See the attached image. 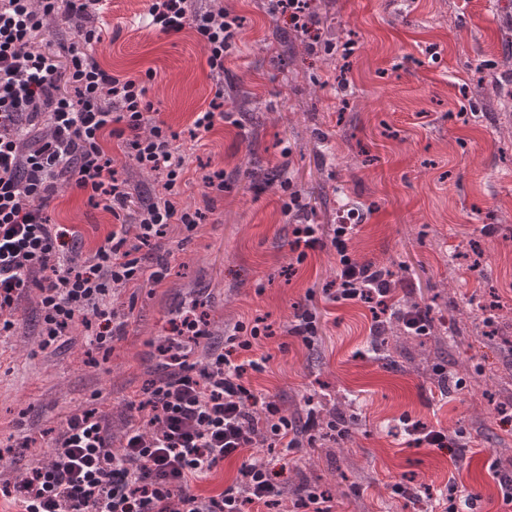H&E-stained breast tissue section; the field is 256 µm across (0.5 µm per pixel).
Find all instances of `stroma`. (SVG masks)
Instances as JSON below:
<instances>
[{
  "label": "stroma",
  "instance_id": "obj_1",
  "mask_svg": "<svg viewBox=\"0 0 512 512\" xmlns=\"http://www.w3.org/2000/svg\"><path fill=\"white\" fill-rule=\"evenodd\" d=\"M149 3L105 0L92 18L52 20L37 43L59 50L82 27L100 29L96 59L112 75L147 79L185 156L179 201L206 220L189 239L171 225L158 250L168 262L161 283L121 290L129 326L111 352L79 327L41 350L36 299L24 295L18 335L0 337V474L22 475L34 450L22 447L24 436L50 451L54 430L78 408L103 410L120 435L126 402L159 374L173 323L199 311L212 344L240 322L269 326L255 352L270 361L249 379L286 415H304L309 398L347 399L345 440L283 460L289 502L310 487L327 492L332 512H432L450 490L471 497L469 512H512L499 485L512 472V427L502 424L512 416V341L487 321L493 306L512 316V135L501 133L512 128V0H312L314 33L303 37L267 0H190L191 9L221 5L238 18L220 83L193 29L166 37L149 27ZM219 87L236 122L193 142L194 115ZM104 145L140 199L160 192L115 140ZM216 167L224 192L210 195L203 177ZM253 168H283L289 180H254ZM293 189L313 223L353 218L354 256L398 274L430 307L429 334L374 337L366 304L326 299L336 253L297 262L293 219L281 211ZM48 214L77 230L87 252L115 222L70 186ZM306 309L320 318L310 346L289 333ZM407 418L447 431L454 447L408 444ZM399 485L417 500L397 494Z\"/></svg>",
  "mask_w": 512,
  "mask_h": 512
}]
</instances>
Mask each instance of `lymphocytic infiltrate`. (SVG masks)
<instances>
[{"label": "lymphocytic infiltrate", "mask_w": 512, "mask_h": 512, "mask_svg": "<svg viewBox=\"0 0 512 512\" xmlns=\"http://www.w3.org/2000/svg\"><path fill=\"white\" fill-rule=\"evenodd\" d=\"M102 0H0V335L20 326L19 300L36 291L40 346H56L82 326L91 344L111 348L127 322L114 304L117 289L157 284L163 268L149 270L145 252L158 246L170 225L198 233L200 210L180 205L178 187L187 172L176 133L154 117L147 88L104 70L93 54L101 32L80 33V45L59 55L37 46L50 19L92 15ZM150 24L170 36L193 28L215 75L236 36L229 12H190L188 0H151ZM113 138L137 164L162 178V192L121 220L82 256L76 243L51 224L47 209L61 181L128 208L133 190L118 177L103 145ZM354 227L297 223L289 243L298 259L332 245L336 278L327 290L334 302H363L372 313L373 335L397 316L410 334L427 332L430 311L399 306L392 274L354 258L348 242ZM259 327L239 324L223 345L208 349L203 363L172 353L161 376L128 401L120 442H113L104 415L71 412L53 441L49 459L22 477L0 483V495L16 512H250L282 502L285 488L270 462L255 457L259 446L287 455L317 441L321 411L310 407L303 424L283 414L273 397L255 392L250 372ZM241 465L221 492L197 493L224 460Z\"/></svg>", "instance_id": "lymphocytic-infiltrate-1"}]
</instances>
